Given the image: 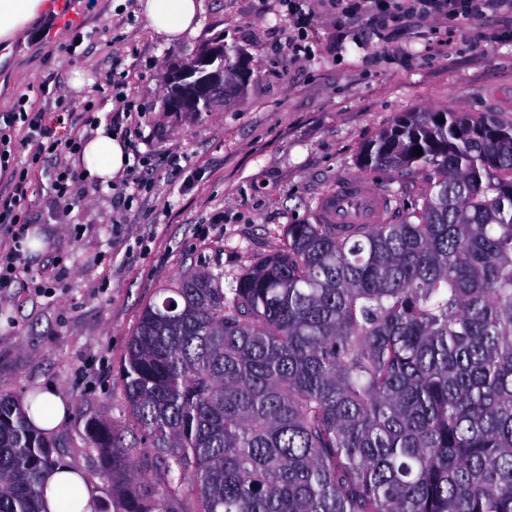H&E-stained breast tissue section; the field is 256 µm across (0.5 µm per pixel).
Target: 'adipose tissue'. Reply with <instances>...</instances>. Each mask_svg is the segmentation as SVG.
Masks as SVG:
<instances>
[{
    "mask_svg": "<svg viewBox=\"0 0 512 512\" xmlns=\"http://www.w3.org/2000/svg\"><path fill=\"white\" fill-rule=\"evenodd\" d=\"M45 0H0V41L21 35L28 24L44 10ZM141 12L149 28L168 42L192 36L199 27V0H140ZM80 162L86 177L107 183L129 162L123 142L106 126H99L82 147ZM71 406L49 386L37 395L27 416L41 430L57 428L69 419ZM100 490L86 483L74 469L61 466L51 471L44 484L43 512H94Z\"/></svg>",
    "mask_w": 512,
    "mask_h": 512,
    "instance_id": "ef3b65f1",
    "label": "adipose tissue"
}]
</instances>
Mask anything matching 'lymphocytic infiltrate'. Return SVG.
<instances>
[{"label": "lymphocytic infiltrate", "instance_id": "lymphocytic-infiltrate-1", "mask_svg": "<svg viewBox=\"0 0 512 512\" xmlns=\"http://www.w3.org/2000/svg\"><path fill=\"white\" fill-rule=\"evenodd\" d=\"M488 0H336L337 17H348L361 12L370 14V33L385 39L387 32L402 28L411 18L442 16L463 27L479 20ZM25 99H18L12 112L0 118V155L25 149L29 152L27 163L18 165L5 184L0 185V234L19 239L27 230L29 217L25 201L29 189L32 164L47 158L53 163L51 188L59 203L69 204L83 196L85 186L80 174L70 165L69 157L78 150L85 127L95 126L94 113L81 117L73 113H59L68 133L57 137L45 113L30 112Z\"/></svg>", "mask_w": 512, "mask_h": 512}]
</instances>
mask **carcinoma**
<instances>
[{"mask_svg":"<svg viewBox=\"0 0 512 512\" xmlns=\"http://www.w3.org/2000/svg\"><path fill=\"white\" fill-rule=\"evenodd\" d=\"M358 165L421 174L400 222L290 224L228 289L181 273L132 330L126 401L197 512H512V122L404 112ZM83 434L123 479L113 512H167L109 422ZM57 448L0 395V512H41Z\"/></svg>","mask_w":512,"mask_h":512,"instance_id":"1","label":"carcinoma"}]
</instances>
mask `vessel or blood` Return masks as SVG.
I'll list each match as a JSON object with an SVG mask.
<instances>
[{
  "label": "vessel or blood",
  "instance_id": "1",
  "mask_svg": "<svg viewBox=\"0 0 512 512\" xmlns=\"http://www.w3.org/2000/svg\"><path fill=\"white\" fill-rule=\"evenodd\" d=\"M391 204L389 195L367 178L353 177L323 194L316 206L322 224H375Z\"/></svg>",
  "mask_w": 512,
  "mask_h": 512
}]
</instances>
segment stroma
I'll use <instances>...</instances> for the list:
<instances>
[{"label":"stroma","mask_w":512,"mask_h":512,"mask_svg":"<svg viewBox=\"0 0 512 512\" xmlns=\"http://www.w3.org/2000/svg\"><path fill=\"white\" fill-rule=\"evenodd\" d=\"M296 55L285 0H201L197 33L168 43L148 27L139 0H50L42 17L0 50V113L19 94L42 110L47 93L60 110L93 108L105 125L130 127V162L144 185L116 208L109 185L63 211L36 166L25 207L29 232L46 241L0 236L49 291L20 283L0 299V394L24 399L45 384L68 398L71 417L51 436L65 466L112 498V477L84 440L86 419L111 422L136 446L133 471L145 501L165 486L125 399L121 365L142 308L182 272L223 274L232 282L256 259L279 250L287 225L313 221L317 199L357 175L361 145L399 113L447 108L498 113L512 122V10L490 9L449 33L440 16L413 18L388 41L356 45L357 24L340 28L331 0H310ZM224 42L247 52L253 76L231 106L174 112L164 73L199 48ZM91 81L69 86L73 70ZM134 108L122 112L113 83ZM185 157V182L171 157Z\"/></svg>","instance_id":"35a3bbf8"}]
</instances>
